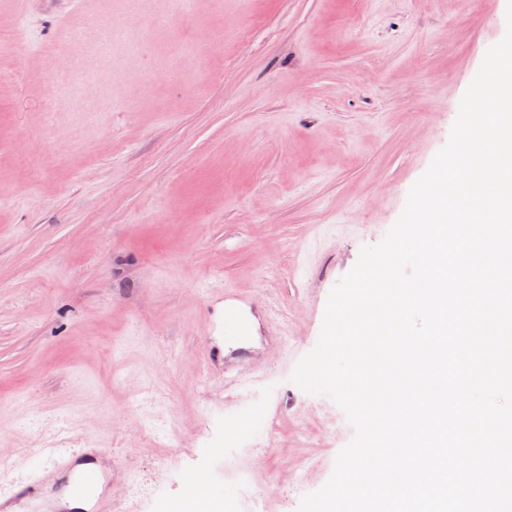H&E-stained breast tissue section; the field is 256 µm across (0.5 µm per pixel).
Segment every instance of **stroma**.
<instances>
[{
	"instance_id": "obj_1",
	"label": "stroma",
	"mask_w": 512,
	"mask_h": 512,
	"mask_svg": "<svg viewBox=\"0 0 512 512\" xmlns=\"http://www.w3.org/2000/svg\"><path fill=\"white\" fill-rule=\"evenodd\" d=\"M169 2L145 0L164 24L105 63L104 0H0V499L40 492L54 454L108 448L121 512H159L192 472L233 512H297L354 429L292 372L447 144L507 0ZM78 62L97 111L69 91ZM228 289L288 323L283 346L252 330L239 388ZM246 416L247 448L227 438ZM245 304L252 309L251 303L231 291L224 292V383L230 381L242 384L248 380L252 356L242 347L234 348L241 340L237 338V321Z\"/></svg>"
}]
</instances>
